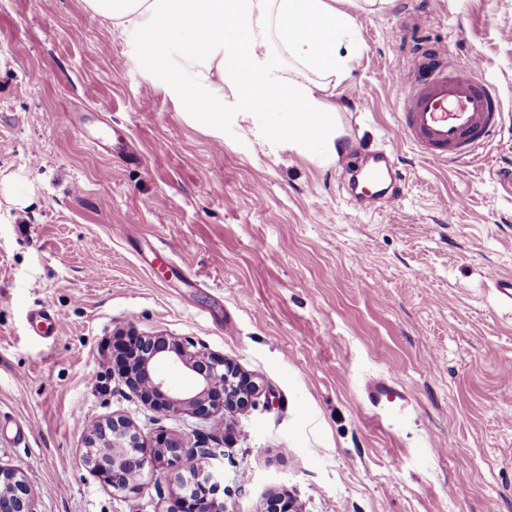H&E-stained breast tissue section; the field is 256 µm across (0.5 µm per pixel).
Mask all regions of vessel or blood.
Returning <instances> with one entry per match:
<instances>
[{
	"label": "vessel or blood",
	"mask_w": 512,
	"mask_h": 512,
	"mask_svg": "<svg viewBox=\"0 0 512 512\" xmlns=\"http://www.w3.org/2000/svg\"><path fill=\"white\" fill-rule=\"evenodd\" d=\"M395 80L403 93L399 129L431 162L451 164L470 157L485 145L502 117L494 88L476 62L452 64L446 53L422 49L396 72ZM344 167L351 188L369 185L378 197L399 191L400 173L385 153L359 164L345 159ZM372 403L399 413L408 406L406 396L386 384L375 387Z\"/></svg>",
	"instance_id": "vessel-or-blood-1"
}]
</instances>
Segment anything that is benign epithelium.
<instances>
[{"mask_svg":"<svg viewBox=\"0 0 512 512\" xmlns=\"http://www.w3.org/2000/svg\"><path fill=\"white\" fill-rule=\"evenodd\" d=\"M128 336L129 349L121 370L125 384L160 413H185L218 423L226 414L247 406L260 391L259 385L233 364L197 349L189 337L135 331ZM160 362L193 372L196 386L185 390L173 385L157 371ZM212 458L208 449L190 452L182 440L163 432L142 442L123 417L97 420L85 431L83 462L116 492L141 490L140 480L147 467L161 471L183 464L190 477L180 481L173 505L166 512H224V503L213 498V472L203 465V460ZM0 512H33L28 484L1 468Z\"/></svg>","mask_w":512,"mask_h":512,"instance_id":"7a95c632","label":"benign epithelium"}]
</instances>
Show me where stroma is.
Instances as JSON below:
<instances>
[{
  "label": "stroma",
  "instance_id": "stroma-1",
  "mask_svg": "<svg viewBox=\"0 0 512 512\" xmlns=\"http://www.w3.org/2000/svg\"><path fill=\"white\" fill-rule=\"evenodd\" d=\"M353 17L343 139L404 176L366 212L341 161L267 138L268 113L232 93L201 123L82 0H0V466L35 512H166L178 471L118 493L84 465L86 424L114 416L215 450L226 512L274 492L298 512H512V318L492 286L512 276V0ZM425 46L478 59L498 91L504 122L467 163L397 128L391 72ZM157 251L174 261L159 278ZM44 306L64 315L49 336ZM129 329L191 337L263 393L219 427L161 415L112 357ZM379 377L407 419L375 417Z\"/></svg>",
  "mask_w": 512,
  "mask_h": 512
}]
</instances>
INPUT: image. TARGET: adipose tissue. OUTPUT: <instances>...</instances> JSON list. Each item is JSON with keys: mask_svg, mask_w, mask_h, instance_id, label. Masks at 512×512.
I'll return each instance as SVG.
<instances>
[{"mask_svg": "<svg viewBox=\"0 0 512 512\" xmlns=\"http://www.w3.org/2000/svg\"><path fill=\"white\" fill-rule=\"evenodd\" d=\"M142 49V63L185 111L208 122L224 94L270 101L268 133L288 127L299 149L341 135L331 99L349 77L359 38L334 0H82Z\"/></svg>", "mask_w": 512, "mask_h": 512, "instance_id": "1", "label": "adipose tissue"}]
</instances>
